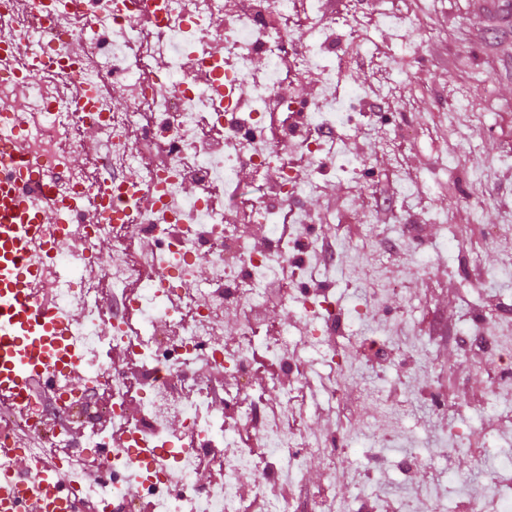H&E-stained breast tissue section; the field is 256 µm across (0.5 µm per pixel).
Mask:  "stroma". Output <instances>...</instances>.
I'll return each instance as SVG.
<instances>
[{
    "label": "stroma",
    "instance_id": "1",
    "mask_svg": "<svg viewBox=\"0 0 512 512\" xmlns=\"http://www.w3.org/2000/svg\"><path fill=\"white\" fill-rule=\"evenodd\" d=\"M418 24L390 31L391 0H361L373 20L362 39L395 60L397 94L370 95L371 70L347 68L345 91L363 93L382 136L349 138L357 176L321 168V193L302 198L312 231L331 240V257L286 300L263 306L264 333L254 345L287 332L301 359L298 374L261 390L260 408H279L287 389L300 404L296 423L309 440L357 439L352 462L326 478L319 458L304 466L311 486L326 485L338 512H371L375 500L398 507V489L433 486L415 512H469L470 501L437 485L436 471L492 477L478 459L512 449V416L503 379L512 378V281L492 275L512 243V0H412ZM437 33L426 41L423 27ZM472 91L461 110L454 91ZM410 127L414 138L392 143L388 132ZM415 197L400 208L403 190ZM373 223L362 227L367 210ZM383 276L401 283L392 297L374 292ZM326 294L341 314L306 345L298 300ZM391 339V348L374 338ZM341 370H333L331 357ZM383 387L389 401L410 400L406 420L390 418L367 399ZM403 448H429L432 464L408 465ZM377 486L378 498H356L354 483Z\"/></svg>",
    "mask_w": 512,
    "mask_h": 512
}]
</instances>
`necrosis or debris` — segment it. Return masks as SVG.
Returning a JSON list of instances; mask_svg holds the SVG:
<instances>
[{
    "mask_svg": "<svg viewBox=\"0 0 512 512\" xmlns=\"http://www.w3.org/2000/svg\"><path fill=\"white\" fill-rule=\"evenodd\" d=\"M235 0H89L79 12L71 0H50L53 28H34L23 0H0V41L23 40L21 51L0 52V137L20 139L24 153L37 168L54 173L53 195L67 202L59 224L48 231L55 246L66 236L82 240L81 250L71 252V263L82 268L80 277H63L52 263H45L38 292L52 294L64 306H77L71 337L79 343L86 370L81 388L61 383L56 395L29 397L14 406L19 425L17 445L29 456L49 466L77 469L91 455L107 432L102 421H111L128 438L127 447L112 453V476L93 493L100 499L126 502L137 490L154 500L153 512H241L238 482L251 473L257 496L265 499L266 512H299L297 501L282 497L274 482L292 480L307 458L321 457L328 467L348 454L344 448L309 447L295 439L288 426L297 410L288 397L271 420L259 417L252 386L250 349L260 332L256 318L269 301L273 286H286L289 278L302 276L304 264L292 258L287 241H277L261 254L249 251L238 227L226 223L212 195L219 183L232 182L239 169L274 175L276 199L250 202L246 213L253 224H277L283 211L294 223H311V216L297 206L301 196L316 195L322 185L314 172L293 165L277 141L268 139L266 121L277 113L281 133L294 136L310 159L345 161L347 140L336 133V115L355 109L354 99L343 98L344 70L334 62L342 46L327 36L330 28L363 34L367 21L357 0L323 12L319 0H252L248 14H239ZM304 16L314 38L298 42L295 19ZM75 40L87 47L74 61L62 52ZM268 61L256 67L257 58ZM46 61L40 80L18 91L14 78L34 59ZM218 77L212 85L199 82L200 69ZM325 72L322 100L310 105L278 91L288 79L298 80L311 71ZM130 79L132 102L124 111H113L109 89L119 76ZM90 95L93 110L75 105ZM223 135L224 150L208 151L202 130ZM108 144V154L81 168L70 159L87 132ZM131 170L133 180L114 187L104 168ZM155 196L154 208L143 209V195ZM112 197L128 215L125 223L106 220L75 224L76 211L95 212L104 197ZM180 235H170L172 225ZM149 234L162 246L153 269L130 260L127 245L132 231ZM112 241V262L104 270H90L96 241ZM209 257V277L204 286L189 293L175 285L195 274L199 254ZM123 290L124 304L109 310L98 304L103 285ZM235 306L242 317L244 339L225 348L213 339L224 330V310ZM162 319L168 331L158 336L152 325ZM123 348L142 371L138 389L140 415L128 416L127 390L111 364L104 362L108 349ZM222 368L227 376L225 401L246 422H258V436L266 456L238 448L219 462L222 481L202 489L189 479L207 449L227 440L224 421L214 412L207 385L190 371L198 358ZM184 377V395L171 399L168 385ZM112 396L99 408L89 397L104 385ZM184 421V434L168 432L171 417ZM84 418L86 432L81 452L66 426ZM154 448L157 462L142 471L132 451L141 445ZM183 485L181 495L172 483Z\"/></svg>",
    "mask_w": 512,
    "mask_h": 512,
    "instance_id": "obj_1",
    "label": "necrosis or debris"
}]
</instances>
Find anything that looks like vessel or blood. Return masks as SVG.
I'll list each match as a JSON object with an SVG mask.
<instances>
[{
	"label": "vessel or blood",
	"mask_w": 512,
	"mask_h": 512,
	"mask_svg": "<svg viewBox=\"0 0 512 512\" xmlns=\"http://www.w3.org/2000/svg\"><path fill=\"white\" fill-rule=\"evenodd\" d=\"M62 207L51 177L35 170L17 144L0 145V417L33 393L58 387L59 375L84 377L82 354L70 339L60 307L39 299L34 284L41 265L33 244L43 240ZM0 512H85L81 485L69 471L24 456L15 436L0 427Z\"/></svg>",
	"instance_id": "1"
}]
</instances>
